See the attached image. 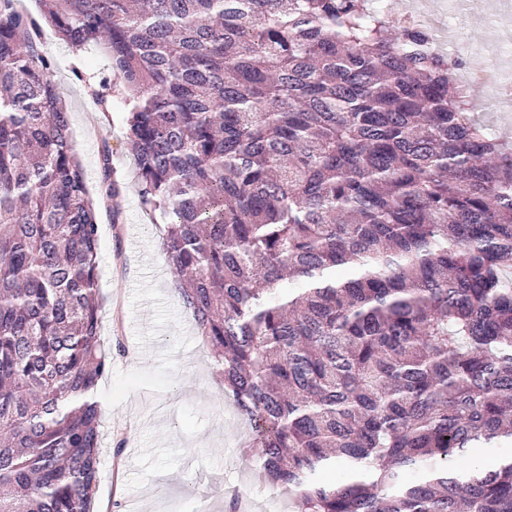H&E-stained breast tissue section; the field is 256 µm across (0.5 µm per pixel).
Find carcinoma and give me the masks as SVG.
<instances>
[{"instance_id": "1", "label": "carcinoma", "mask_w": 512, "mask_h": 512, "mask_svg": "<svg viewBox=\"0 0 512 512\" xmlns=\"http://www.w3.org/2000/svg\"><path fill=\"white\" fill-rule=\"evenodd\" d=\"M0 0V512H93L99 224L42 41L122 106L161 253L292 512H512V148L370 0ZM98 184L124 188L103 140Z\"/></svg>"}]
</instances>
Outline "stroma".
Returning a JSON list of instances; mask_svg holds the SVG:
<instances>
[{"mask_svg":"<svg viewBox=\"0 0 512 512\" xmlns=\"http://www.w3.org/2000/svg\"><path fill=\"white\" fill-rule=\"evenodd\" d=\"M45 49L55 63L58 91L88 185H95L102 140L125 189L100 205V293L103 334L115 337L112 369L100 387L106 399L96 512H193L205 501L224 512L229 493L249 495L254 512H289L288 495L261 478L257 450L236 408L224 398L211 350L195 329L170 272L162 271L165 226L142 210L122 116L98 112L71 73L75 55L53 34ZM139 227L116 237L113 212ZM123 439L126 467L112 473L113 448Z\"/></svg>","mask_w":512,"mask_h":512,"instance_id":"1","label":"stroma"}]
</instances>
